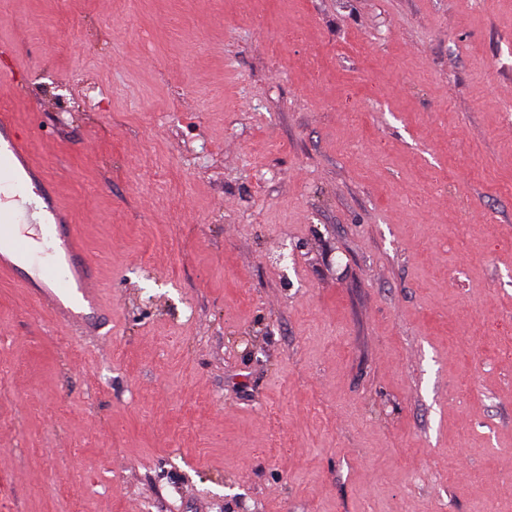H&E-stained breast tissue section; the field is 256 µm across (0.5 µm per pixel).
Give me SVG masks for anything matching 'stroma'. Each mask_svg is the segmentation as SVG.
I'll return each instance as SVG.
<instances>
[{"label":"stroma","instance_id":"35a3bbf8","mask_svg":"<svg viewBox=\"0 0 512 512\" xmlns=\"http://www.w3.org/2000/svg\"><path fill=\"white\" fill-rule=\"evenodd\" d=\"M1 111L0 512H512V0H7ZM0 172L13 178L25 174L23 183L31 188L26 202L5 205L0 194V271L19 272L29 265V233L25 224H45L48 229L50 259H34V275L23 281L24 288L47 300L59 314L68 315L74 307L93 310L98 298L91 287L95 275L93 262L81 244L75 224H71L70 208L58 200L41 174L31 163L23 143L15 135L9 112L0 114ZM63 254L67 267L61 268L53 258ZM52 256V257H51Z\"/></svg>","mask_w":512,"mask_h":512}]
</instances>
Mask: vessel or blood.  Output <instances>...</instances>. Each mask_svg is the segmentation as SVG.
<instances>
[{
	"label": "vessel or blood",
	"mask_w": 512,
	"mask_h": 512,
	"mask_svg": "<svg viewBox=\"0 0 512 512\" xmlns=\"http://www.w3.org/2000/svg\"><path fill=\"white\" fill-rule=\"evenodd\" d=\"M0 172L24 175L31 189L28 200L12 206L0 196V271L14 273L32 265L34 274L24 280V287L45 298L59 314H70L77 307L96 308L93 262L71 222L70 208L54 196L44 176L32 165L6 112L0 114ZM31 224L46 225L50 261L31 262L27 230Z\"/></svg>",
	"instance_id": "vessel-or-blood-1"
}]
</instances>
